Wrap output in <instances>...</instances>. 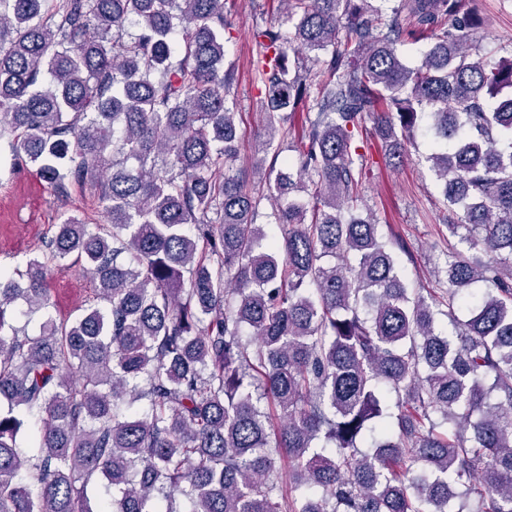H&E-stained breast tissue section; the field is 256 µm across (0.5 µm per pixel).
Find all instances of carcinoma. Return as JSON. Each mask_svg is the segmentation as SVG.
Returning <instances> with one entry per match:
<instances>
[{
  "label": "carcinoma",
  "instance_id": "cac0c4a2",
  "mask_svg": "<svg viewBox=\"0 0 512 512\" xmlns=\"http://www.w3.org/2000/svg\"><path fill=\"white\" fill-rule=\"evenodd\" d=\"M281 2L295 35L258 34L253 71L271 144L310 88L288 50L320 64L298 177L236 165L224 0H0V142L107 217L76 205L0 269V512H512V59L473 52L475 0H398L389 21ZM404 40L428 41L415 69ZM424 112L461 212L437 297L354 214L363 117L402 162ZM79 262L94 287L61 314L50 282Z\"/></svg>",
  "mask_w": 512,
  "mask_h": 512
}]
</instances>
